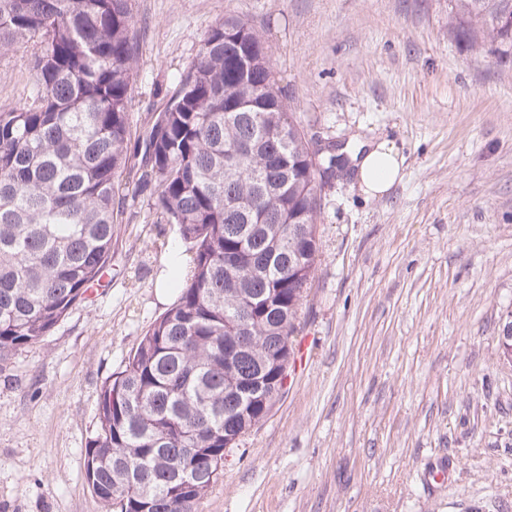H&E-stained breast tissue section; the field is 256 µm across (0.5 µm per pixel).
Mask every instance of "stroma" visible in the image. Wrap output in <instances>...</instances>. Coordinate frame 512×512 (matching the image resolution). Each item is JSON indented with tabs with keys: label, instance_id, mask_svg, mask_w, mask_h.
<instances>
[{
	"label": "stroma",
	"instance_id": "obj_1",
	"mask_svg": "<svg viewBox=\"0 0 512 512\" xmlns=\"http://www.w3.org/2000/svg\"><path fill=\"white\" fill-rule=\"evenodd\" d=\"M229 16L307 138L391 139L405 177L378 199L346 170L324 186L286 392L197 512H512V48L457 38L448 0H135L134 125ZM27 58L0 57V106L27 100ZM158 232L127 198L102 287L0 358V512H106L84 450L104 382L177 300L156 295ZM442 459L451 483L428 485Z\"/></svg>",
	"mask_w": 512,
	"mask_h": 512
}]
</instances>
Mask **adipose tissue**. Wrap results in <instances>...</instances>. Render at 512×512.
<instances>
[{
    "label": "adipose tissue",
    "instance_id": "adipose-tissue-1",
    "mask_svg": "<svg viewBox=\"0 0 512 512\" xmlns=\"http://www.w3.org/2000/svg\"><path fill=\"white\" fill-rule=\"evenodd\" d=\"M404 157L389 139H382L359 150L353 156L354 179L363 195L384 196L404 177Z\"/></svg>",
    "mask_w": 512,
    "mask_h": 512
}]
</instances>
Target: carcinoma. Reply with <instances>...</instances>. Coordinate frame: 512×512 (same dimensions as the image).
<instances>
[{"label":"carcinoma","mask_w":512,"mask_h":512,"mask_svg":"<svg viewBox=\"0 0 512 512\" xmlns=\"http://www.w3.org/2000/svg\"><path fill=\"white\" fill-rule=\"evenodd\" d=\"M472 45H512V0H448ZM132 0H0V54L33 48L0 106V356L37 343L112 269L124 172L189 244L179 296L102 386L86 479L110 512H195L211 466L282 396L336 169L288 109L265 41L227 17L132 128ZM251 60L242 81L230 68ZM203 474L190 485L181 471Z\"/></svg>","instance_id":"cac0c4a2"}]
</instances>
